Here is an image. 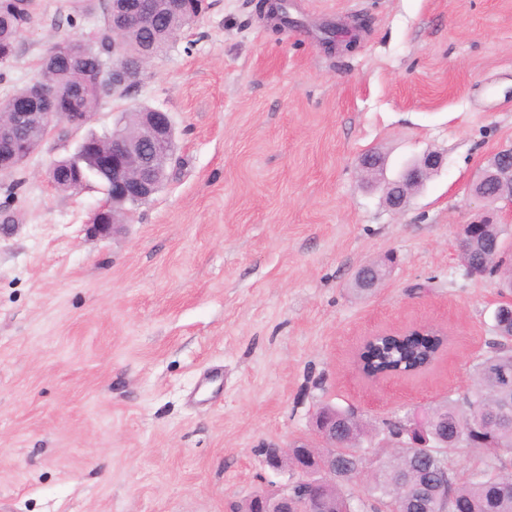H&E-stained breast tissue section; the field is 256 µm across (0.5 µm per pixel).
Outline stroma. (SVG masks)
Returning <instances> with one entry per match:
<instances>
[{"mask_svg":"<svg viewBox=\"0 0 512 512\" xmlns=\"http://www.w3.org/2000/svg\"><path fill=\"white\" fill-rule=\"evenodd\" d=\"M206 0L100 106L102 131L139 106L169 112L176 164L107 239L85 224L100 184L57 190L52 163L80 135L58 125L25 168L0 174V512H232L288 483L261 446L311 438L349 408L371 431L465 391L486 355L499 277L467 275L459 225L486 212L472 186L512 145V0ZM367 18L355 47L324 29ZM99 0H34L0 98L86 39ZM387 176L430 151L443 167L402 212L360 169ZM395 257L366 299L363 265ZM427 324L448 334L410 377L367 379L365 337ZM217 393L194 402L204 375Z\"/></svg>","mask_w":512,"mask_h":512,"instance_id":"35a3bbf8","label":"stroma"}]
</instances>
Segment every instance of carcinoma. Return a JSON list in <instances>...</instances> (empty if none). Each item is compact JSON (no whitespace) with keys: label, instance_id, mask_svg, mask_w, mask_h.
<instances>
[{"label":"carcinoma","instance_id":"obj_1","mask_svg":"<svg viewBox=\"0 0 512 512\" xmlns=\"http://www.w3.org/2000/svg\"><path fill=\"white\" fill-rule=\"evenodd\" d=\"M99 8L102 20L95 39L73 41L67 51L44 57L38 81L66 90L88 70L112 69V0H100ZM21 20L16 5H0V48L16 50ZM181 26L178 17L157 11L150 27L126 33L118 66L136 74L144 48H152L155 55L162 52ZM112 96V83L106 82L79 99L78 110L92 114ZM511 250L512 244L484 231L472 238L461 258L465 266L478 272L505 270L500 282L505 288L512 284V265L507 262ZM445 345L446 339L437 331L377 335L362 347L360 361L363 371L374 378L413 375L431 367ZM491 345L490 354L474 365L472 384L466 392L450 393L420 415L421 431L437 441V447L423 454L412 447L400 421L385 423L389 434L395 435L391 439L394 448L366 487L370 512H384L391 506L399 512H422L428 496L436 493L447 503V512H512V495L500 496L496 490L500 484H512V417L492 429L466 430L476 411L488 418L500 416L505 408L512 411V383H504V377L512 378V318L494 320ZM331 414L336 415V437L348 438L351 447L336 449V487H321L320 498L323 512H343L348 498L341 471L361 464L358 452L363 443L372 442L373 435L364 421L340 407L324 405L317 416ZM297 445L306 452L301 456L288 454V463L298 461L318 470L320 449L308 448L303 441ZM464 448H480L492 462L483 461L470 474L459 475L449 467L448 453Z\"/></svg>","mask_w":512,"mask_h":512}]
</instances>
